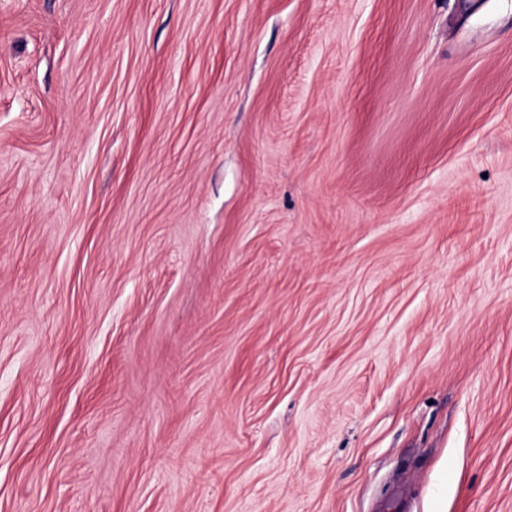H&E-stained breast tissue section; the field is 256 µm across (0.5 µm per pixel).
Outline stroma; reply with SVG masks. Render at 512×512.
<instances>
[{
  "label": "stroma",
  "mask_w": 512,
  "mask_h": 512,
  "mask_svg": "<svg viewBox=\"0 0 512 512\" xmlns=\"http://www.w3.org/2000/svg\"><path fill=\"white\" fill-rule=\"evenodd\" d=\"M512 512V0H0V512Z\"/></svg>",
  "instance_id": "obj_1"
}]
</instances>
